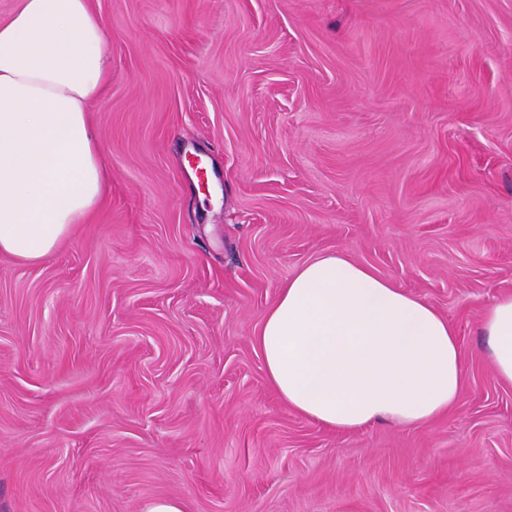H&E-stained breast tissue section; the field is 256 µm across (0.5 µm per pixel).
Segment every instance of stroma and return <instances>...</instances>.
<instances>
[{
  "label": "stroma",
  "mask_w": 512,
  "mask_h": 512,
  "mask_svg": "<svg viewBox=\"0 0 512 512\" xmlns=\"http://www.w3.org/2000/svg\"><path fill=\"white\" fill-rule=\"evenodd\" d=\"M109 187L54 256H0V512H512V0H89ZM199 159L206 178L187 175ZM341 251L448 318L423 426L293 411L255 335ZM481 331L487 336L488 358L496 378L512 385V293L502 294L485 306Z\"/></svg>",
  "instance_id": "1"
}]
</instances>
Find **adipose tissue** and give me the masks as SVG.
I'll return each mask as SVG.
<instances>
[{"label":"adipose tissue","mask_w":512,"mask_h":512,"mask_svg":"<svg viewBox=\"0 0 512 512\" xmlns=\"http://www.w3.org/2000/svg\"><path fill=\"white\" fill-rule=\"evenodd\" d=\"M112 73L88 0H20L0 21V254L47 260L109 182L88 107ZM496 378L512 385V293L482 312ZM255 344L278 396L340 432L446 415L463 368L456 330L424 299L341 252L282 285Z\"/></svg>","instance_id":"ef3b65f1"}]
</instances>
